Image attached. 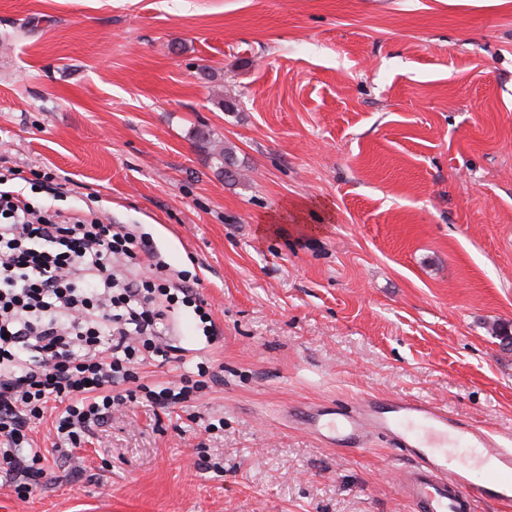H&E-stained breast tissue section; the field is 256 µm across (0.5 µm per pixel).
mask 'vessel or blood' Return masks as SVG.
<instances>
[{
  "mask_svg": "<svg viewBox=\"0 0 512 512\" xmlns=\"http://www.w3.org/2000/svg\"><path fill=\"white\" fill-rule=\"evenodd\" d=\"M301 422L334 448H363L373 433L387 437L408 461L401 483L416 512H479L487 503L512 506V448L489 430L450 418L433 402L368 397L351 407L312 405L302 412ZM459 448L478 449L480 475L458 463Z\"/></svg>",
  "mask_w": 512,
  "mask_h": 512,
  "instance_id": "vessel-or-blood-1",
  "label": "vessel or blood"
}]
</instances>
